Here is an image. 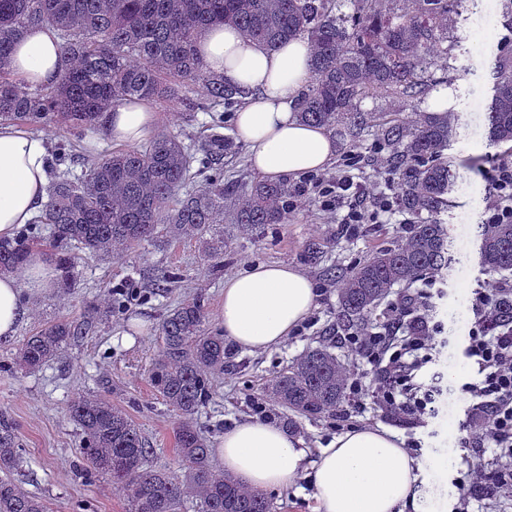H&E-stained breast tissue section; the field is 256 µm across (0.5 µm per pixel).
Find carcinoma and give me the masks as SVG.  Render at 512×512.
I'll list each match as a JSON object with an SVG mask.
<instances>
[{"instance_id": "carcinoma-1", "label": "carcinoma", "mask_w": 512, "mask_h": 512, "mask_svg": "<svg viewBox=\"0 0 512 512\" xmlns=\"http://www.w3.org/2000/svg\"><path fill=\"white\" fill-rule=\"evenodd\" d=\"M476 0H0V123L31 129L54 123L84 135L98 128L108 107L125 97L164 102L182 99L190 112L237 111L245 92L212 75L198 55V38L219 23L235 26L249 42L272 50L302 37L313 47V74L302 93L299 121L345 134L374 119L386 150L385 163L396 179L395 203L412 216L407 235L380 248L354 267L328 272L337 292L338 336H368L377 329L378 307L399 286L448 269V231L437 218L455 186L443 160L453 135L448 116L419 115L408 122L395 114L364 112L370 96L404 103L424 102L443 82L426 76L446 70L463 38H450L457 20ZM351 11H343V7ZM56 30L64 68L52 87L22 86L9 68L15 41L31 28ZM488 138L512 142V59L499 65L488 108ZM237 145L216 134L191 152L178 137L161 134L135 149L103 155L71 150L70 141L51 153L49 202L10 240L0 241V272L24 268L30 251L51 233L50 255L59 272L57 287L75 279L76 252L110 258L145 241L195 238L216 271L224 270V218L236 228L286 224L288 181L253 179L224 183L219 165ZM213 174L192 187L193 163ZM80 171H75V167ZM178 198L173 208L163 204ZM482 269L512 273V223L481 225ZM164 270L152 279L151 293L166 294L178 282ZM139 293L127 280L111 288V305L92 304L84 320L59 319L26 337L16 368L31 371L65 355L89 324L124 311ZM500 308L488 319L493 330L512 319V292H502ZM162 344L152 359L150 384L181 420L176 427L180 468L147 466L151 448L125 410L96 392L70 401L69 419L81 435V473L106 475L126 492L129 512H275L273 498L252 492L233 474L212 464L211 442L194 421L212 397L213 378L224 372L230 348L219 326L209 321L202 298L185 300L161 324ZM332 339L307 348L275 376L263 397L292 412L288 430L299 432L294 416H333L349 399L352 377L334 352ZM25 458L12 424L0 418V512H47L40 497L24 491L15 475ZM504 486L487 475L466 493L498 498Z\"/></svg>"}]
</instances>
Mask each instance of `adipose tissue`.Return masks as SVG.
I'll list each match as a JSON object with an SVG mask.
<instances>
[{
	"label": "adipose tissue",
	"instance_id": "1",
	"mask_svg": "<svg viewBox=\"0 0 512 512\" xmlns=\"http://www.w3.org/2000/svg\"><path fill=\"white\" fill-rule=\"evenodd\" d=\"M207 67L248 96L235 116L238 139L249 163L271 180L298 178L325 170L339 150L332 131L300 123L295 112L311 77V47L295 38L275 50L247 43L230 26L216 25L198 41ZM62 48L55 32L35 29L22 35L11 69L25 86H54L60 79ZM159 117L143 101L116 103L102 117L112 141L137 144L152 135ZM48 144L42 136L12 124L0 125V240L14 237L49 200ZM55 264L36 249L24 276L0 274V337L15 336L30 302L53 295ZM321 296L299 267L257 264L227 277L218 324L226 338L249 352L283 345L312 313ZM216 457L253 491H277L307 478L315 512H400L414 501L418 466L403 440L389 430H349L308 461L299 438L270 420L228 424L217 440Z\"/></svg>",
	"mask_w": 512,
	"mask_h": 512
}]
</instances>
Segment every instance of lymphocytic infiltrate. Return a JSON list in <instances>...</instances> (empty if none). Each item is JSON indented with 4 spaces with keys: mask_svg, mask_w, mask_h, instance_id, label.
Segmentation results:
<instances>
[{
    "mask_svg": "<svg viewBox=\"0 0 512 512\" xmlns=\"http://www.w3.org/2000/svg\"><path fill=\"white\" fill-rule=\"evenodd\" d=\"M364 154L350 150L334 173L312 172L297 183V195L289 209L313 201L320 212L338 214L346 237L357 236L361 225L382 223L393 212V196L376 189L363 188L355 181L354 171L362 170ZM489 183L486 223L512 222V163L485 169ZM443 296V280L432 276L420 288L397 303L388 314L389 331H379L365 338H349V345L369 364L378 366L375 387H368L361 377H353L349 390L354 408H361L365 396L382 400L396 409L413 427L425 428L438 413L442 393L441 376L434 371L447 341L444 327L436 318V299ZM499 291L489 287L474 292L471 308L474 322L469 330L464 355L476 365L475 377L460 386L468 402V417L463 426V445L490 448L494 454L481 465L469 466L467 481L484 474L512 476V321L490 331L487 317L497 302ZM428 319L423 335L414 334L410 324L415 317Z\"/></svg>",
    "mask_w": 512,
    "mask_h": 512,
    "instance_id": "lymphocytic-infiltrate-1",
    "label": "lymphocytic infiltrate"
}]
</instances>
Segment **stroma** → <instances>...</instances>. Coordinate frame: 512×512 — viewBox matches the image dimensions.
I'll return each mask as SVG.
<instances>
[{
  "instance_id": "stroma-1",
  "label": "stroma",
  "mask_w": 512,
  "mask_h": 512,
  "mask_svg": "<svg viewBox=\"0 0 512 512\" xmlns=\"http://www.w3.org/2000/svg\"><path fill=\"white\" fill-rule=\"evenodd\" d=\"M464 29L469 37V54L455 62L461 73L454 83L459 108L446 152L456 185L440 219L447 224L449 236H457L463 227L467 239L463 247L451 251L450 267L462 270L463 277L449 279L448 295L440 301L437 315L450 335L437 369L443 376V387L454 390L456 396L440 400L437 417L425 429L384 418L370 402L349 419L334 416L301 421L302 445L313 459L334 437L356 427L383 426L401 438L421 440L422 453L416 458L420 465L416 504L406 507L405 512H415L419 507L425 512H451L457 501L453 487L466 468L467 454L459 443L466 403L457 389L473 373L470 360L463 354L473 322L472 293L488 282L478 258L479 226L488 198L487 182L478 168L512 157V143L494 146L487 138V109L498 61L508 52L503 45L505 38L512 36V22L503 13L502 0H478L466 15ZM152 109L160 116V132L178 136L191 147L219 131L213 127L209 113L187 111L177 100L154 103ZM219 132L230 137L235 134L229 124ZM404 218L400 212L390 223L363 225L352 239L340 236L335 216L316 220L305 210L295 211L287 223L268 224L244 234L228 224L224 227V271L220 274L204 264L202 247L194 239L170 244L144 242L119 259L80 254L72 287L61 298L45 299L32 307L17 334L0 341V362H11L25 336L45 322L82 320L90 304L102 301L107 289L122 281L133 279L146 284L166 269L178 270L181 278L167 296L133 302L128 311L95 323L70 347L65 358L16 376L0 373V415L13 423L26 459L18 477L21 485L45 500L48 512H128L127 497L113 490L107 477L86 479L77 471L80 434L67 416L70 401L100 391L103 382H110L113 403L128 412L153 450L151 465L177 469L178 416L163 404L148 379L151 360L161 346L160 325L166 312L183 300L199 296L210 322H217L225 278L259 263L296 265L316 284L327 288L311 313V328L270 351H232L223 374L214 379L209 404L196 416L210 439H217L227 424L255 416L254 402L263 387L299 354L316 345L333 323L337 292L335 284L327 280V267H353L377 248L392 244L403 234ZM135 319L141 321V328H131ZM451 452L458 455L451 469L441 472L431 466L432 458Z\"/></svg>"
}]
</instances>
